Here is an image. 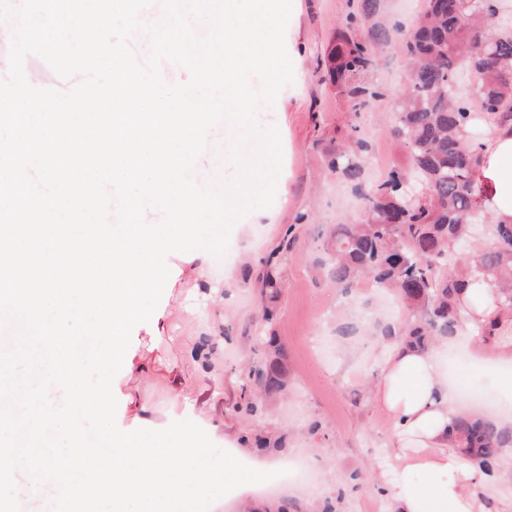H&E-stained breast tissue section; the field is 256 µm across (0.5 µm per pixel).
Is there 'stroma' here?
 I'll use <instances>...</instances> for the list:
<instances>
[{"label":"stroma","instance_id":"35a3bbf8","mask_svg":"<svg viewBox=\"0 0 512 512\" xmlns=\"http://www.w3.org/2000/svg\"><path fill=\"white\" fill-rule=\"evenodd\" d=\"M353 8V0H292L285 45L294 77L280 91L274 110L258 122L262 128L276 126L280 134L279 196L261 219L247 216L234 224L222 264H210L204 282L192 283L185 275L168 278L157 306L167 330L154 339L145 328L133 329L127 353L144 359L147 367L135 375L119 371L114 396L133 394L151 417L214 425L211 439L224 450L262 428L285 431L288 441L278 460L305 456L318 467L315 487L297 493V500L313 503L340 494L346 512H394L393 501L380 488L392 477L396 430L374 390L362 387L367 377L379 374L386 350L380 336H343L338 329L351 321L355 309L368 315L380 305L390 319L403 311L395 295L376 287L346 294L332 288L316 267L319 232L343 223L358 207L350 188L330 178L324 148L356 125L371 141L382 171L400 160L390 135L405 83L400 52L382 62L384 97L361 112L337 96L321 65L332 35ZM232 134L229 125L209 131L196 162L205 181L223 186L233 180L236 170L225 160ZM287 235L293 244L282 266L276 333L286 354L288 395L263 402L257 416L245 418L233 410L241 394L237 374L264 351L261 275ZM482 348L512 357V324L497 336L462 330L450 349L464 358L455 390L482 393L495 400L496 415L512 418V395L475 358ZM356 471L371 472L374 482L348 483Z\"/></svg>","mask_w":512,"mask_h":512}]
</instances>
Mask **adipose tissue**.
<instances>
[{
	"label": "adipose tissue",
	"mask_w": 512,
	"mask_h": 512,
	"mask_svg": "<svg viewBox=\"0 0 512 512\" xmlns=\"http://www.w3.org/2000/svg\"><path fill=\"white\" fill-rule=\"evenodd\" d=\"M497 216L512 222V129L497 131L483 170ZM462 310L468 325L486 322L496 311V290L474 274ZM377 395L398 428L396 477L386 491L396 512H512V499L481 498L477 489L495 474L465 461L448 446V425L459 396L440 367V352L397 343L388 349L377 381ZM428 482H421L419 474Z\"/></svg>",
	"instance_id": "ef3b65f1"
}]
</instances>
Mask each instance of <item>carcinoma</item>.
Wrapping results in <instances>:
<instances>
[{
  "instance_id": "cac0c4a2",
  "label": "carcinoma",
  "mask_w": 512,
  "mask_h": 512,
  "mask_svg": "<svg viewBox=\"0 0 512 512\" xmlns=\"http://www.w3.org/2000/svg\"><path fill=\"white\" fill-rule=\"evenodd\" d=\"M380 2L357 0L325 60L336 94L356 112L383 95L376 74L394 39L378 20ZM400 50L406 82L390 133L402 162L369 182L371 143L355 125L329 148V174L354 187L361 210L321 241V266L326 280L341 288L369 281L395 290L407 316L382 324L381 335L427 350L462 327L460 297L473 273L491 278L502 308L512 307V223L498 221L487 208L479 180L488 142L483 131L512 125V17L500 0H423ZM405 180L417 185L410 205L400 190ZM477 210L491 239L473 261L464 248ZM280 282L266 266L262 283L269 300L279 296ZM263 320L273 353L242 369V377L256 394L276 398L288 388V370L274 313L263 309ZM283 441L256 435L242 443L268 455ZM510 446L512 431L488 420L462 415L448 425V447L487 471Z\"/></svg>"
}]
</instances>
